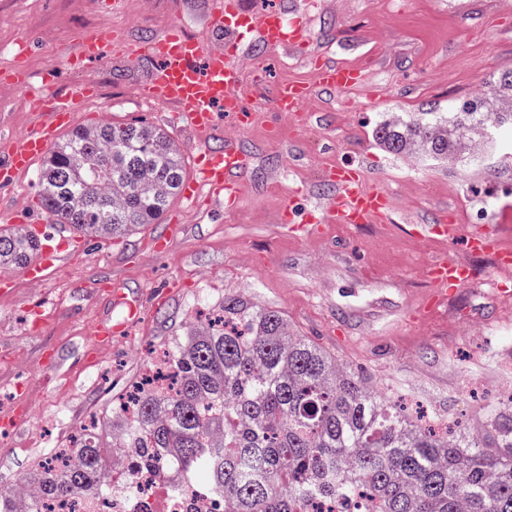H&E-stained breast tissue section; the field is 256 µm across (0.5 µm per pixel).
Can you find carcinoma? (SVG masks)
Instances as JSON below:
<instances>
[{"instance_id": "cac0c4a2", "label": "carcinoma", "mask_w": 512, "mask_h": 512, "mask_svg": "<svg viewBox=\"0 0 512 512\" xmlns=\"http://www.w3.org/2000/svg\"><path fill=\"white\" fill-rule=\"evenodd\" d=\"M512 131V71L485 99L376 125L386 151L419 160L464 158L483 133ZM185 178L168 135L146 123H103L69 134L38 173L42 207L93 239L131 235L163 216ZM39 250L20 229H0V270ZM222 325L203 324L167 349V386L149 377L125 400L137 407L121 433L141 463L172 468L224 497L228 512H294L318 494L368 512H512V402L488 406L476 435L414 419L363 374L298 335L284 315L224 297ZM42 499L99 492L112 478L95 430L73 436L70 462H40ZM0 512H39L0 489Z\"/></svg>"}]
</instances>
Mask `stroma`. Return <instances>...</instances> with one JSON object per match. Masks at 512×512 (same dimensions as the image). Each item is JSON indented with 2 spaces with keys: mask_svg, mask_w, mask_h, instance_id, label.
I'll use <instances>...</instances> for the list:
<instances>
[{
  "mask_svg": "<svg viewBox=\"0 0 512 512\" xmlns=\"http://www.w3.org/2000/svg\"><path fill=\"white\" fill-rule=\"evenodd\" d=\"M212 0H0V155L21 141L36 119L30 101L6 72L22 69L31 85L45 70L57 86L94 84L99 98L75 118L76 127L143 119L166 130L192 163L182 132L168 124V109L140 106L135 95L153 62L107 55L77 66L66 55L82 35H118L136 46L181 23L207 34ZM311 46L341 63L359 66L368 87L316 96L312 119L295 128L280 112L263 108L281 83L311 79L309 63L284 52H256L241 73L243 99L256 109L244 130L221 119L226 136L252 157L238 211L228 217L183 211L170 253L154 252L161 232L146 224L122 242L93 240L74 252L46 283L17 278L16 292L0 299V489L23 481L55 449L96 420L101 445L112 442V413L140 380L150 356L186 336L198 315L238 295L281 311L301 336L320 343L340 362L367 375L410 413L474 423L482 406L512 397V297L488 285L490 256L468 257L475 280L450 294L442 313L412 312L425 292L422 265L436 254L463 256L461 243L418 238L409 227L450 211L467 228L499 231L512 247V168L499 164L496 143L468 159L423 162L393 155L373 139L375 125L409 112L447 111L455 101L491 92L512 70V0H320L309 25ZM381 93L372 102L373 93ZM361 159L370 182L395 203V221L317 239L297 238L280 222L294 187L306 190L303 208L323 193L322 171ZM32 165L12 190L0 192V217L40 212ZM122 281L147 304L143 319L124 336L96 339L94 328L117 316L97 294L99 281ZM43 309L40 335L26 326L30 304ZM61 358L44 363L46 351Z\"/></svg>",
  "mask_w": 512,
  "mask_h": 512,
  "instance_id": "35a3bbf8",
  "label": "stroma"
}]
</instances>
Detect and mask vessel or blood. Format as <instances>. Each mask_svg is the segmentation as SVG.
<instances>
[{"instance_id":"vessel-or-blood-1","label":"vessel or blood","mask_w":512,"mask_h":512,"mask_svg":"<svg viewBox=\"0 0 512 512\" xmlns=\"http://www.w3.org/2000/svg\"><path fill=\"white\" fill-rule=\"evenodd\" d=\"M209 25L212 35L206 45L187 34L181 25L173 24L138 50L117 40L86 36L70 58L79 63L98 58L109 49L132 60L142 54L149 57L154 67L137 98L143 103L169 107L172 122L179 124L196 151L194 176L180 184V198L187 207L229 215L242 200L251 159L235 142H215L211 136L220 114L230 116L241 129L254 118L252 109L244 106L237 92L248 59L246 44L253 41L264 50L291 54L303 50L309 41L308 10L296 6L256 11L246 8L243 0H215ZM312 65V80L281 84L270 102L273 111L287 113L302 130L308 125L305 106L313 95L347 94L366 87L369 80L364 69L332 64L322 56L313 58ZM97 95L96 87L91 85L58 90L54 72H47L35 100V123L27 136L0 158V191L12 189L17 175L45 159L59 134L72 126L76 113L85 110ZM324 181L330 192L317 212L301 214L293 199L284 201L283 223L291 235L320 238L335 228L356 229L391 222L395 207L390 193L367 184L360 163L334 166L326 172ZM17 223L41 242L37 256L22 274L29 281L46 282L60 268L63 249L50 246L51 234L45 220L24 215L18 217ZM411 232L418 237L433 234L448 242L464 238L469 252L493 256L499 271L512 270L511 251L502 249L487 231L464 232L455 216L439 215L428 223L413 225ZM423 278L427 291L422 312L433 317L441 306L447 305L449 294L468 287L474 275L469 264L444 254L425 262ZM108 297L123 312L117 319L100 322L96 334L102 340L127 332L146 312L143 301L129 298L118 283L109 284Z\"/></svg>"}]
</instances>
